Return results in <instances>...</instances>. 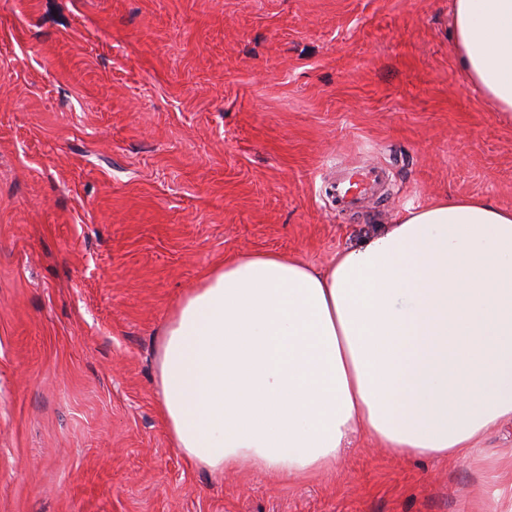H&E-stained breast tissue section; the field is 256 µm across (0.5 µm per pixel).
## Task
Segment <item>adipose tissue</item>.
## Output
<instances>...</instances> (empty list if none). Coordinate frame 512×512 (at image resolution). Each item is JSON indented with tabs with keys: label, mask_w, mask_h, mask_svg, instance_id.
Wrapping results in <instances>:
<instances>
[{
	"label": "adipose tissue",
	"mask_w": 512,
	"mask_h": 512,
	"mask_svg": "<svg viewBox=\"0 0 512 512\" xmlns=\"http://www.w3.org/2000/svg\"><path fill=\"white\" fill-rule=\"evenodd\" d=\"M461 69L512 115V0H452ZM176 448L213 475L302 481L363 431L405 458L466 459L512 500V209L407 208L324 271L278 253L225 261L174 307L156 354ZM485 446L491 453L512 454V421L492 427L487 434Z\"/></svg>",
	"instance_id": "ef3b65f1"
}]
</instances>
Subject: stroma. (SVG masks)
<instances>
[{
  "label": "stroma",
  "instance_id": "stroma-1",
  "mask_svg": "<svg viewBox=\"0 0 512 512\" xmlns=\"http://www.w3.org/2000/svg\"><path fill=\"white\" fill-rule=\"evenodd\" d=\"M362 164L385 195L336 214ZM463 196L512 209V121L450 0H0V512H506L489 472L362 433L303 483L216 477L157 411L161 333L215 266L324 268Z\"/></svg>",
  "mask_w": 512,
  "mask_h": 512
}]
</instances>
